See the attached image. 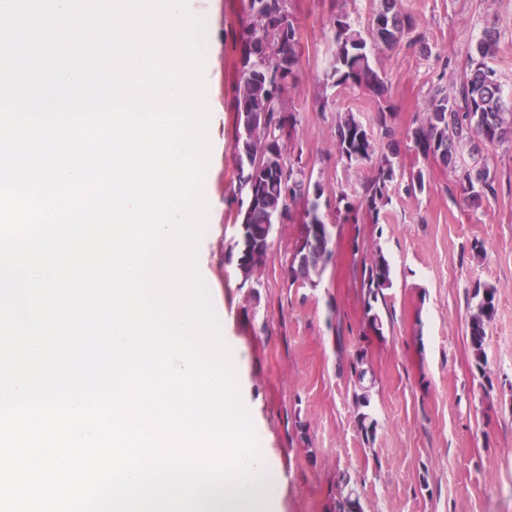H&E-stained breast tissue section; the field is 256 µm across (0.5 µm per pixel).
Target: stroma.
<instances>
[{
  "label": "stroma",
  "instance_id": "stroma-1",
  "mask_svg": "<svg viewBox=\"0 0 512 512\" xmlns=\"http://www.w3.org/2000/svg\"><path fill=\"white\" fill-rule=\"evenodd\" d=\"M335 5L364 31L377 0L289 2L300 51L287 105L332 231V258L311 288L288 281L297 216L274 226L251 279L237 266L233 102L247 0H189L194 13L212 18L204 69L215 101L212 217L199 269L235 352L260 449L280 476L279 512H333L352 491L365 512H512V141L483 148L495 191L473 202L453 173L415 157L405 140L436 87L459 88L469 51L488 26H496L500 46L491 65L512 93V0H402L421 38L378 54L387 88L381 98L324 82ZM383 102L394 113L400 161L423 171L426 189L410 196L393 187L377 223H337V193L359 196L370 170L337 161L336 115L353 113L373 130ZM377 246L393 284L376 305L383 328L375 334L365 330L362 279L367 252ZM479 283L497 290L481 367L469 336ZM356 358L369 370L368 412L376 422L369 434L359 425L360 387L348 370Z\"/></svg>",
  "mask_w": 512,
  "mask_h": 512
}]
</instances>
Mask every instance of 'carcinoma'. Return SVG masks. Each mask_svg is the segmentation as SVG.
Listing matches in <instances>:
<instances>
[{"instance_id": "cac0c4a2", "label": "carcinoma", "mask_w": 512, "mask_h": 512, "mask_svg": "<svg viewBox=\"0 0 512 512\" xmlns=\"http://www.w3.org/2000/svg\"><path fill=\"white\" fill-rule=\"evenodd\" d=\"M250 22L245 28L241 49L240 80L236 91V133L234 153L237 163L236 192L255 198L250 211H238V219H247L252 230L247 240H238L237 265L244 279L264 263L270 239L260 233L269 223V215L291 218L293 210L306 206V212L320 214L323 189L307 179L301 156L286 154L285 130H293L296 119L288 111L287 88L296 80L295 69L300 48L297 20L288 8V0H248ZM335 45L325 81L333 87H362L370 92L383 85L373 66L377 50L392 52L416 31V20L403 13L401 0H378L367 33L353 27L347 16L333 12L329 17ZM499 49L497 31L484 30L469 56V71L457 95L437 87L422 118L406 131V140L415 155L438 159L444 168L458 171L464 149L474 165L462 171L461 179L469 197L478 199L495 191L490 171L479 161L482 147L500 144L512 138V103L504 98V89L496 71L489 65ZM265 116V127L253 137H245L243 123L253 115ZM336 155L349 168L373 165V175L363 184L362 194L349 198L336 196V223L358 224L369 219L375 224L381 209L390 200L397 179L404 180L408 195L425 189L422 170L400 173L399 152L379 151L377 142L351 112L336 123ZM392 286L391 266L382 249L370 251L364 264L363 287L368 290L366 325L379 332L383 324L374 303ZM477 312L470 321V342L477 366L485 364L486 327L497 313L496 289L476 284Z\"/></svg>"}]
</instances>
